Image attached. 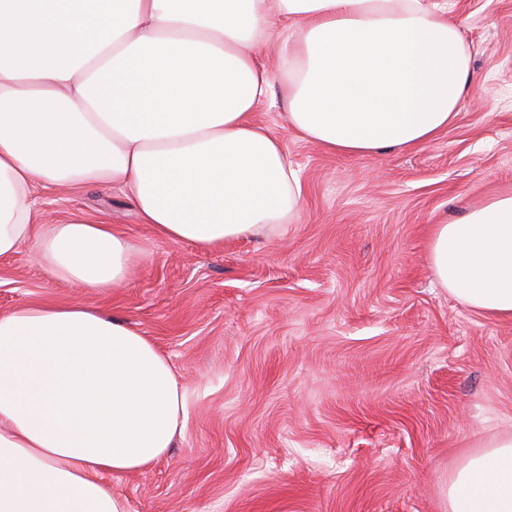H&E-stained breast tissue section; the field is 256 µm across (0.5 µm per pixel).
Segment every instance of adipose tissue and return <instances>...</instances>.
I'll list each match as a JSON object with an SVG mask.
<instances>
[{
  "label": "adipose tissue",
  "mask_w": 512,
  "mask_h": 512,
  "mask_svg": "<svg viewBox=\"0 0 512 512\" xmlns=\"http://www.w3.org/2000/svg\"><path fill=\"white\" fill-rule=\"evenodd\" d=\"M272 40L276 73L258 52ZM470 85L451 0H0V255L32 239L52 278L129 280L125 233L33 222L39 184L121 187L158 236L202 252L282 232L303 186L259 109L372 155L433 141ZM430 261L464 304L512 319V192L435 225ZM185 416L171 363L126 321L80 305L0 316V512H127L107 475L152 466ZM448 503L512 512V436L468 457Z\"/></svg>",
  "instance_id": "obj_1"
}]
</instances>
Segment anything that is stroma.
<instances>
[{
	"mask_svg": "<svg viewBox=\"0 0 512 512\" xmlns=\"http://www.w3.org/2000/svg\"><path fill=\"white\" fill-rule=\"evenodd\" d=\"M470 94L411 150L330 152L256 114L299 170L296 223L200 252L157 237L118 187L35 193L39 222L116 224L122 287L51 279L35 242L0 257V315L82 304L169 359L187 422L148 471L111 476L129 512H448V478L512 434V319L435 281L434 225L512 190V0H456Z\"/></svg>",
	"mask_w": 512,
	"mask_h": 512,
	"instance_id": "35a3bbf8",
	"label": "stroma"
}]
</instances>
